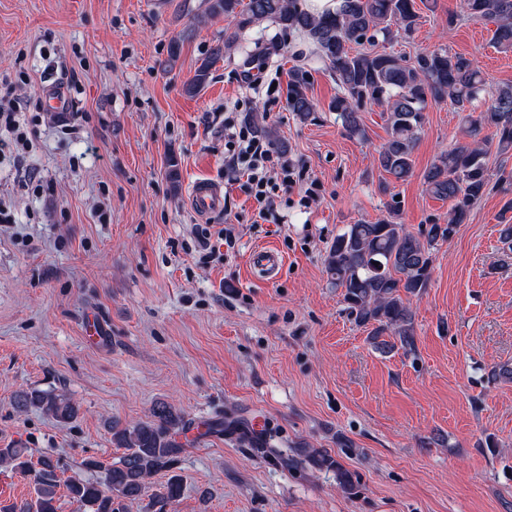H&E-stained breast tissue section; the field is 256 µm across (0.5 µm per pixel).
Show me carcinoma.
Here are the masks:
<instances>
[{"instance_id": "carcinoma-1", "label": "carcinoma", "mask_w": 512, "mask_h": 512, "mask_svg": "<svg viewBox=\"0 0 512 512\" xmlns=\"http://www.w3.org/2000/svg\"><path fill=\"white\" fill-rule=\"evenodd\" d=\"M460 10L473 21L494 22V47L512 51V0H461ZM206 15L224 16L235 32L197 63L184 86L187 95L194 96L207 85L212 70L224 58V49L235 42L237 31L268 20L284 32H302L336 78L339 92L331 109L347 136H364L362 108H385L388 138L375 162L396 181L414 173L413 154L428 105L448 102L455 111L467 113L470 141L448 148L422 175L429 194L453 201L448 223L427 224L413 233L397 223L396 209L391 206L388 215L375 222L346 225L334 238L326 259L331 283L343 289L353 321L369 329V343L385 354L400 349L406 354L414 352L411 301L430 284L433 251L450 240L485 194L490 149L496 148L500 155L512 151V86L487 89L476 58L463 54L433 50L409 60L376 50L377 37L406 38L416 30L420 19L416 0H338L334 10L320 14L302 8L299 0H207ZM308 80L307 70L296 69L288 85V109L302 119L316 111L307 94ZM483 95L488 98L486 109L476 117L470 115L474 102ZM486 128L492 130L493 139L481 136ZM16 404L22 411L37 409L59 423L72 421L78 412L66 395L39 388L20 392ZM185 427V416L165 402L154 406L149 421L111 427L112 442L123 449L122 455L109 465L86 460L85 467L104 471V480H71L66 483L69 497L94 512H122L124 503L145 495L154 475L168 473L170 477L154 494L155 503L165 507L177 502L183 484L173 470L184 448L175 435ZM305 457L319 469L335 471L344 491L354 490L353 474L327 450L309 448ZM0 465L32 475L35 498L26 512H57L59 480L51 459L44 457L34 464L25 449L8 446L0 448Z\"/></svg>"}]
</instances>
